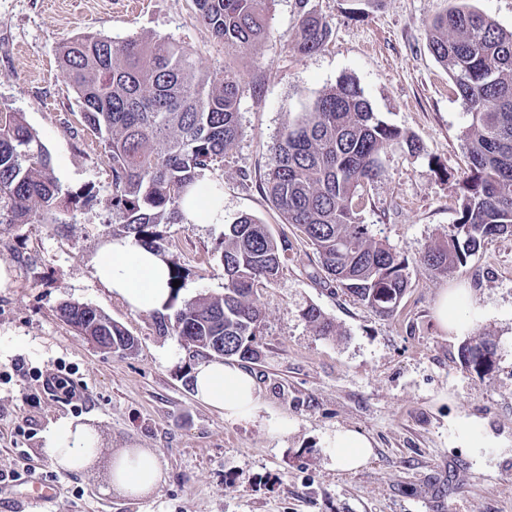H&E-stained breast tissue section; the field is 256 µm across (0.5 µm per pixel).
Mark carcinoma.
<instances>
[{
  "label": "carcinoma",
  "instance_id": "cac0c4a2",
  "mask_svg": "<svg viewBox=\"0 0 512 512\" xmlns=\"http://www.w3.org/2000/svg\"><path fill=\"white\" fill-rule=\"evenodd\" d=\"M198 20L225 52L256 46L268 35L271 0H193ZM309 0H299L293 49L321 50L330 29ZM428 47L448 72L469 123L463 134L469 160L462 179L456 232L424 252V268L447 275L466 263L490 236L512 235V30L475 11L456 9L427 26ZM59 67L73 88L81 122L98 137L112 173V223L125 237L165 256L157 227L182 224V205L203 176L224 166L239 135L243 92L228 65L203 70L191 53L165 38L133 34L114 41L85 33L67 41ZM420 150L410 135L386 124L364 90L343 78L322 91L280 136L264 192L285 223L314 246L321 269L357 300L392 314L409 286L405 260L358 218L361 189L383 171L382 154L394 145ZM92 192L66 189L39 135L19 112H0V225L38 224L63 207L87 205ZM288 241L243 215L221 242L224 294H199L174 308L178 289L157 312L163 336L184 338L203 351L220 338L224 356H259L257 289L280 272ZM59 317L79 333L108 336L134 351L135 338L107 315L86 317L84 305L64 302ZM303 316L319 336L336 325L317 307ZM493 346L478 338L462 346L461 362L491 369Z\"/></svg>",
  "mask_w": 512,
  "mask_h": 512
}]
</instances>
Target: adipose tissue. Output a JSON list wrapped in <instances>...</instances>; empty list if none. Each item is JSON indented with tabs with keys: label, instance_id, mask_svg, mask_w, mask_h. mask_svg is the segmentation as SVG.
Segmentation results:
<instances>
[{
	"label": "adipose tissue",
	"instance_id": "obj_1",
	"mask_svg": "<svg viewBox=\"0 0 512 512\" xmlns=\"http://www.w3.org/2000/svg\"><path fill=\"white\" fill-rule=\"evenodd\" d=\"M183 213L189 224H220L224 221V201L199 186L191 191ZM96 275L113 294L136 309L162 308L169 296L166 262L149 249L125 240H115L103 247ZM471 308L468 289L450 288L438 298L436 317L444 329L464 335L475 326ZM194 390L197 400L222 411L228 420H255L262 408L254 376L233 359L200 361L194 371ZM328 444L334 450L338 467L344 471L358 469L373 454L371 440L357 430H339ZM46 446L57 466L80 471L95 456L97 433L89 424L63 419L48 434ZM161 478L159 460L149 449L126 448L112 460V487L124 495H149Z\"/></svg>",
	"mask_w": 512,
	"mask_h": 512
}]
</instances>
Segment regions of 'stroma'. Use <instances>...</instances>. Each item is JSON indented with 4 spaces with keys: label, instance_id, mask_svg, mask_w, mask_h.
<instances>
[{
    "label": "stroma",
    "instance_id": "stroma-1",
    "mask_svg": "<svg viewBox=\"0 0 512 512\" xmlns=\"http://www.w3.org/2000/svg\"><path fill=\"white\" fill-rule=\"evenodd\" d=\"M331 30L303 56L293 40L297 0H273L269 33L255 49L225 54L200 24L193 0H0V112L22 113L50 153L56 176L94 194L89 206L59 211L53 224L0 227V485L25 491L53 484V512H512V236L482 242L464 266L436 276L424 251L453 234L468 167V117L447 72L428 48L436 16L466 7L512 29V0H309ZM83 32L132 34L187 47L203 67L230 65L242 87L241 134L222 169L220 224H165L168 257L183 269L179 301L224 292L217 248L227 224L260 217L289 249L277 278L257 291L259 357L247 362L261 389V416L225 419L194 397L199 355L159 335L150 310L131 308L96 276L112 239L104 205L112 176L103 146L80 123L59 50ZM350 77L379 118L412 135L417 153L393 146L384 173L364 190L358 212L377 238L406 260L409 287L383 316L327 281L313 247L266 199L264 177L279 136L322 90ZM472 288L478 329L495 355L488 375L460 359L464 336L435 316L439 294ZM102 310L138 340L126 355L99 348L58 316L63 302ZM315 306L336 325L315 333ZM61 372L85 397L47 386ZM286 420L277 435L265 420ZM90 423L99 448L80 472L58 469L46 437L61 419ZM357 429L374 455L355 472L337 469L328 440ZM152 450L162 479L132 498L113 490V456ZM448 478L445 499L431 477Z\"/></svg>",
    "mask_w": 512,
    "mask_h": 512
}]
</instances>
